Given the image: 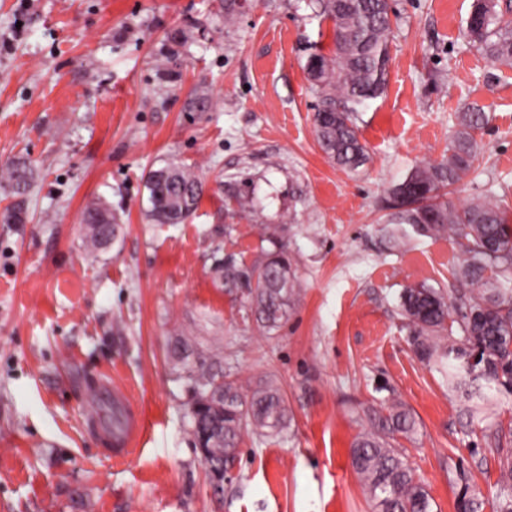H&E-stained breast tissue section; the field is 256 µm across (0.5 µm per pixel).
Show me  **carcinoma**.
Returning a JSON list of instances; mask_svg holds the SVG:
<instances>
[{"instance_id": "carcinoma-1", "label": "carcinoma", "mask_w": 512, "mask_h": 512, "mask_svg": "<svg viewBox=\"0 0 512 512\" xmlns=\"http://www.w3.org/2000/svg\"><path fill=\"white\" fill-rule=\"evenodd\" d=\"M310 18L332 23L330 54L312 44L305 70L318 99L314 114L317 141L337 167L355 172L368 160L367 145L361 141L358 112L367 102L382 96L389 82V43L393 37L387 0H304ZM463 33L468 45L492 64L512 68V0H472ZM481 108L458 113L456 129L448 144V157L438 163L414 167L405 179L389 189L395 212L386 219V232L394 242L407 229L422 236L448 234L457 240L464 255L459 277L470 288L456 303L442 291L424 284L405 288L400 307L408 320L410 338L424 361L440 359L448 384L464 389L466 406L477 422L498 396H512V225L493 197L456 207L441 191L469 175L477 159L474 134L488 124ZM165 176L147 175L150 206L147 215L157 224H179L197 208L205 183L185 165L171 161L162 167ZM7 187L17 196L33 187L36 173L24 159L4 171ZM86 257L108 248L118 231L117 217L106 202L90 203L83 212ZM266 241L272 249L261 263H247L234 254L214 257L215 280L230 293L247 302L246 316L266 330L281 324L294 294L296 280L288 248L275 227ZM448 331L441 337L439 332ZM479 353L472 367L469 357ZM192 384L193 399L209 393L219 395L199 413L190 410L189 431L194 445L205 448L213 463L231 465L242 437L252 432L260 437L280 435L288 426V406L280 389L267 384L246 395L232 373L183 367ZM371 422L359 433L350 449L351 466L367 494L374 512H433L425 484L394 447L396 437L411 435L415 419L395 403L382 413L366 408ZM482 435L502 467V486L494 512H512V448L505 447L512 429L502 425L482 428ZM485 499L470 483L462 485L456 500L457 512H483Z\"/></svg>"}]
</instances>
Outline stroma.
<instances>
[{
  "label": "stroma",
  "mask_w": 512,
  "mask_h": 512,
  "mask_svg": "<svg viewBox=\"0 0 512 512\" xmlns=\"http://www.w3.org/2000/svg\"><path fill=\"white\" fill-rule=\"evenodd\" d=\"M471 3L395 0L389 84L359 122L370 159L349 173L317 142L304 70L310 44L331 50V25L296 0H248L231 23L216 0H0V168L36 172L20 198L0 183V212L26 215L0 223V512H372L349 450L361 407L394 400L417 421L396 446L434 512H456L465 481L495 497L498 456L400 308L413 284L455 296L460 247L383 230L389 185L440 161L474 106L489 115L478 168L447 199L494 195L512 220V68L468 46ZM181 30L191 38L169 56ZM171 159L206 190L184 223L155 224L145 177ZM96 199L119 227L89 260ZM271 225L299 286L262 331L210 267L219 247L263 260ZM181 342L192 365L231 369L246 393L274 380L287 400V429L245 434L220 495L187 426ZM106 379L143 422L122 459L86 426L111 419Z\"/></svg>",
  "instance_id": "stroma-1"
}]
</instances>
